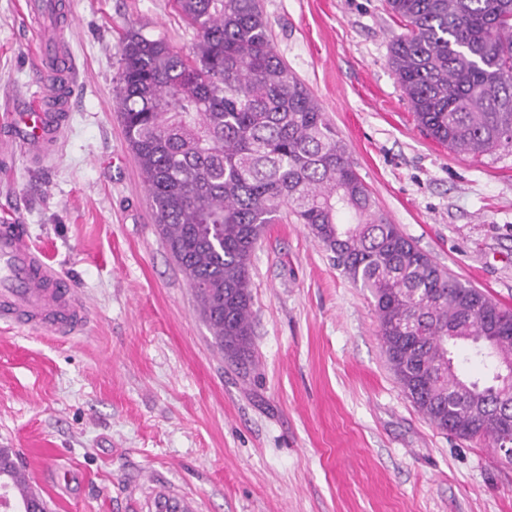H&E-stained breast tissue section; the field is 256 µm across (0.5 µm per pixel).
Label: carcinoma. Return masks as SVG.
Masks as SVG:
<instances>
[{"label": "carcinoma", "instance_id": "cac0c4a2", "mask_svg": "<svg viewBox=\"0 0 512 512\" xmlns=\"http://www.w3.org/2000/svg\"><path fill=\"white\" fill-rule=\"evenodd\" d=\"M187 51L130 28L114 99L162 239L217 345L252 360L250 269L293 216L372 299L391 369L437 429L499 446L512 408V309L455 278L377 210L346 144L275 50L261 0H175ZM391 65L418 125L473 156L512 152V0H387ZM488 362L461 375L454 348ZM0 448V487L20 472Z\"/></svg>", "mask_w": 512, "mask_h": 512}]
</instances>
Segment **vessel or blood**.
I'll use <instances>...</instances> for the list:
<instances>
[{"mask_svg": "<svg viewBox=\"0 0 512 512\" xmlns=\"http://www.w3.org/2000/svg\"><path fill=\"white\" fill-rule=\"evenodd\" d=\"M33 68L36 87L24 112L0 124V155L14 147L30 154L47 153L63 134L71 107L75 63L69 49L55 39L41 41ZM89 305L65 282L32 244L22 224L0 225V322L33 326L52 336L86 334Z\"/></svg>", "mask_w": 512, "mask_h": 512, "instance_id": "obj_1", "label": "vessel or blood"}]
</instances>
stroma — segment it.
I'll return each mask as SVG.
<instances>
[{
    "instance_id": "35a3bbf8",
    "label": "stroma",
    "mask_w": 512,
    "mask_h": 512,
    "mask_svg": "<svg viewBox=\"0 0 512 512\" xmlns=\"http://www.w3.org/2000/svg\"><path fill=\"white\" fill-rule=\"evenodd\" d=\"M77 84L54 156L16 151L4 208L90 305L52 339L0 323V448L36 470L49 512H512V465L433 427L397 381L368 292L307 225H268L252 259L254 360L216 345L154 223L113 87L131 26L183 50L174 0H71ZM0 0V119L39 34ZM278 54L345 141L380 210L463 282L512 309V152L424 135L391 68L385 0H262Z\"/></svg>"
}]
</instances>
